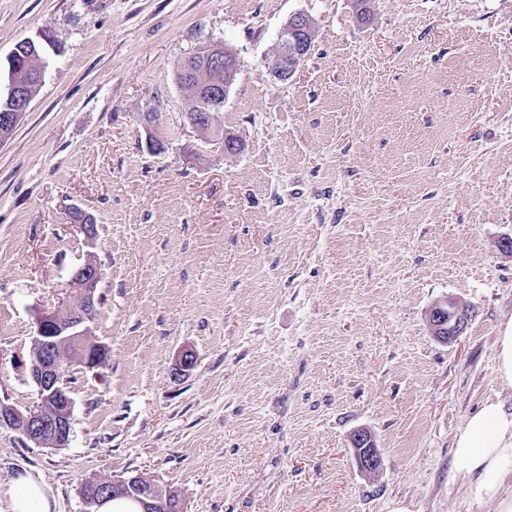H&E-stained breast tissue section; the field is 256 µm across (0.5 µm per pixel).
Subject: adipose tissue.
<instances>
[{"label": "adipose tissue", "instance_id": "ef3b65f1", "mask_svg": "<svg viewBox=\"0 0 512 512\" xmlns=\"http://www.w3.org/2000/svg\"><path fill=\"white\" fill-rule=\"evenodd\" d=\"M454 474L467 478L474 502L496 501L498 512H512V412L500 399L487 398L454 438ZM12 512H50L43 482L29 476L13 480Z\"/></svg>", "mask_w": 512, "mask_h": 512}]
</instances>
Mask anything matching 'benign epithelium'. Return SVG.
Instances as JSON below:
<instances>
[{"label": "benign epithelium", "instance_id": "benign-epithelium-1", "mask_svg": "<svg viewBox=\"0 0 512 512\" xmlns=\"http://www.w3.org/2000/svg\"><path fill=\"white\" fill-rule=\"evenodd\" d=\"M314 23L309 15L297 12L282 28L278 45L269 63L273 77L286 81L301 68L311 50L314 40ZM196 52L203 53L205 64L216 74L224 75L209 83L206 99L200 108L184 113L183 125L206 133L221 127L224 102L238 74L235 55L215 41L200 45ZM37 58V55L22 56L13 50L7 57L10 62L6 101L15 107L5 112L0 119L15 126L22 119L31 103L22 85L14 80L20 67ZM81 217L78 228L85 243L94 245L97 237L96 225L87 213L75 209ZM100 273L97 265L89 259L73 269L67 281L68 310L61 315L55 311H42L36 317V335L29 359L24 363L28 375L38 389L40 404L31 409H20L0 402V426H5L26 440L44 448L59 449L68 446L72 433L74 401L65 374L72 364L86 369L102 367L108 359L106 346L91 339L86 323L96 314L99 304L97 285ZM469 310L454 299L448 305L439 304L429 313V323L436 339L451 344L462 335L471 320ZM359 467L365 471L379 468L381 458L369 432H356L351 439ZM125 493L133 497L142 507V512H156L160 500L175 490L160 486L154 479L141 473L120 477L112 481L100 479L93 483V491L104 495L106 490Z\"/></svg>", "mask_w": 512, "mask_h": 512}]
</instances>
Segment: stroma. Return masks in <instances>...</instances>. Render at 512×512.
<instances>
[{
	"label": "stroma",
	"instance_id": "stroma-1",
	"mask_svg": "<svg viewBox=\"0 0 512 512\" xmlns=\"http://www.w3.org/2000/svg\"><path fill=\"white\" fill-rule=\"evenodd\" d=\"M370 6L362 20L353 0H0V59L30 39L43 65L0 144V400L39 405L23 367L35 316L63 308L89 259V333L109 351L67 374L68 447L0 426V512L20 475L52 512H90L85 482L131 472L186 512H497L451 462L486 398L512 411L494 373L512 321V0ZM297 12L315 38L280 81L268 62ZM208 40L238 61L222 119L236 154L183 126L177 74ZM449 298L472 320L446 345L429 312ZM351 444L355 449L359 467L362 470L368 471L370 468L378 469L380 467V454L369 432L357 431L352 436Z\"/></svg>",
	"mask_w": 512,
	"mask_h": 512
}]
</instances>
